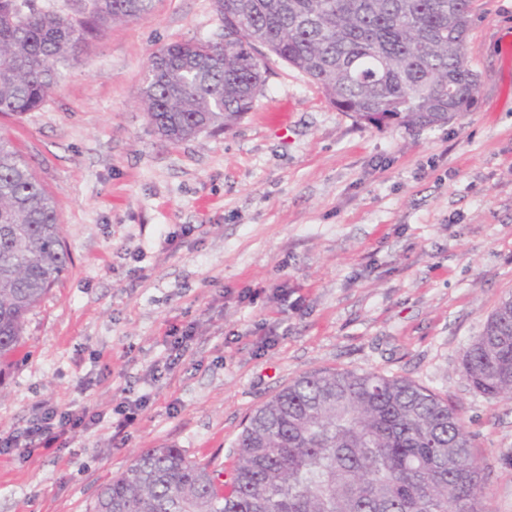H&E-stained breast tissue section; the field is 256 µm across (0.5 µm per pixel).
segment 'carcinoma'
<instances>
[{"instance_id":"obj_1","label":"carcinoma","mask_w":512,"mask_h":512,"mask_svg":"<svg viewBox=\"0 0 512 512\" xmlns=\"http://www.w3.org/2000/svg\"><path fill=\"white\" fill-rule=\"evenodd\" d=\"M73 18L0 0V113L45 103L88 37L145 19L152 0H82ZM476 0H214L224 45L153 53L140 91L150 125L178 143L231 128L264 85V48L376 128H425L467 109L478 74L466 37ZM53 199L0 138V362L67 271ZM468 384L512 401V295L461 357ZM218 474L180 448H150L101 487L92 512H488L485 468L460 413L402 378L318 371L254 410Z\"/></svg>"}]
</instances>
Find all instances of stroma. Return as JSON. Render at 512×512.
Segmentation results:
<instances>
[{
	"label": "stroma",
	"instance_id": "stroma-1",
	"mask_svg": "<svg viewBox=\"0 0 512 512\" xmlns=\"http://www.w3.org/2000/svg\"><path fill=\"white\" fill-rule=\"evenodd\" d=\"M223 33L213 0H153L147 18L90 39L39 110L0 115L71 255L0 368V434L42 405L101 415L66 447L0 454V512H90L149 448L232 468L250 414L325 369L447 398L488 476L489 512H512V401L474 391L460 369L512 294V0H478L465 58L479 86L448 123H356L268 54L237 125L160 139L139 96L152 54ZM184 225L193 233L167 247ZM247 286L261 297L240 298ZM172 322L195 340L155 378ZM143 394L150 405L115 447L113 407Z\"/></svg>",
	"mask_w": 512,
	"mask_h": 512
}]
</instances>
